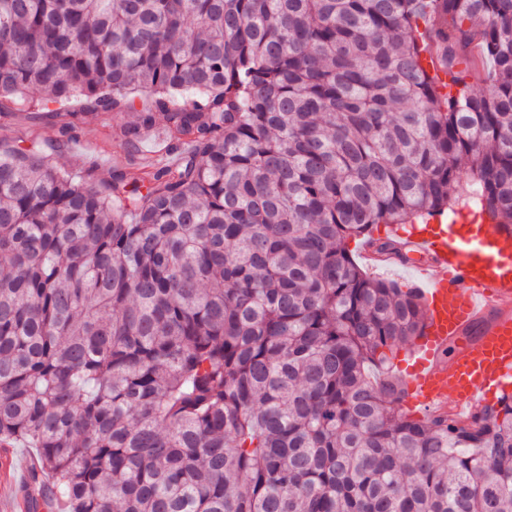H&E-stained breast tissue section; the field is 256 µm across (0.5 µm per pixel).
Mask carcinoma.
I'll return each mask as SVG.
<instances>
[{
  "instance_id": "obj_1",
  "label": "carcinoma",
  "mask_w": 512,
  "mask_h": 512,
  "mask_svg": "<svg viewBox=\"0 0 512 512\" xmlns=\"http://www.w3.org/2000/svg\"><path fill=\"white\" fill-rule=\"evenodd\" d=\"M457 87L445 93L423 54ZM483 78L485 88L474 89ZM176 164L96 184L0 142V447L34 512H512V394L401 411L413 289L379 224L512 237V0H0V101L74 96ZM17 448H11V467L14 469L16 478L19 482L26 484L28 477V464L32 460H36V449L35 448H22L21 445L15 446ZM31 471L29 472V476Z\"/></svg>"
}]
</instances>
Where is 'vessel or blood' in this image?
<instances>
[{"label":"vessel or blood","instance_id":"vessel-or-blood-1","mask_svg":"<svg viewBox=\"0 0 512 512\" xmlns=\"http://www.w3.org/2000/svg\"><path fill=\"white\" fill-rule=\"evenodd\" d=\"M469 222L435 215L409 236L423 257L415 270L428 306L425 334L403 377L404 403L412 408L469 413L512 384V251L492 225L464 233ZM452 342L456 352L441 364Z\"/></svg>","mask_w":512,"mask_h":512}]
</instances>
